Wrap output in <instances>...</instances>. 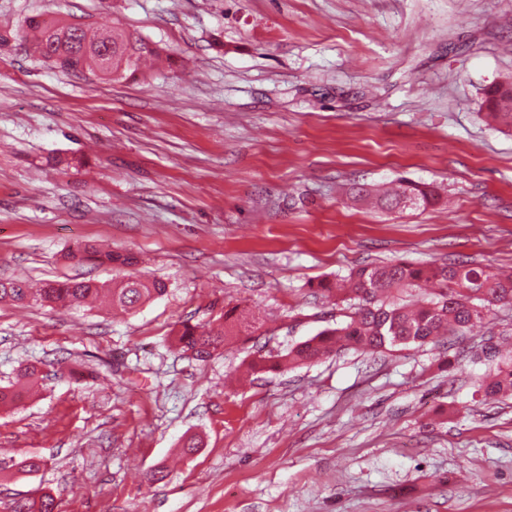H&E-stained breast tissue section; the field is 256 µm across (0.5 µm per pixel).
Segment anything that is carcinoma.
Listing matches in <instances>:
<instances>
[{
  "mask_svg": "<svg viewBox=\"0 0 512 512\" xmlns=\"http://www.w3.org/2000/svg\"><path fill=\"white\" fill-rule=\"evenodd\" d=\"M27 38L38 55L64 71L98 70L116 79L140 73L141 62L159 58L163 51L143 38L119 29H98L87 37L79 29L48 22L41 16L27 19L17 34ZM486 118L512 131V84L493 87L485 100ZM374 197L388 210L427 209L440 203L433 185L401 178L388 192L374 189L358 192V197ZM73 258L100 261L119 268L136 265L132 253H114L84 244L70 252ZM331 286L320 281L315 294L342 296L348 305L345 320L276 355L260 350L251 354L247 371L258 374L286 370L310 364L345 349L379 352L396 346L436 344L449 336L463 335L482 322L499 304L512 306V272L494 270L468 260L413 265L405 261L367 264L352 270L342 282ZM433 285L432 292L420 304H409L403 295ZM165 282L127 275L112 283L92 279L47 282L34 287L25 279L0 280V301L38 303L42 306L79 308L97 300L115 310L131 311L163 295ZM263 326L260 317L238 305L224 307L208 328L183 323L173 331L172 344L195 360H210L224 345L240 336H251ZM41 379L35 366L25 368L11 386L0 389V406H13L30 396ZM484 399L512 395V362L498 365L482 382ZM42 461L34 456L16 462L0 457V473L19 467L37 471ZM55 498L42 494L13 503L11 512H55Z\"/></svg>",
  "mask_w": 512,
  "mask_h": 512,
  "instance_id": "cac0c4a2",
  "label": "carcinoma"
}]
</instances>
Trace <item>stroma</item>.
Wrapping results in <instances>:
<instances>
[{
	"label": "stroma",
	"instance_id": "stroma-1",
	"mask_svg": "<svg viewBox=\"0 0 512 512\" xmlns=\"http://www.w3.org/2000/svg\"><path fill=\"white\" fill-rule=\"evenodd\" d=\"M38 14L166 55L115 82L0 51V279L112 282L69 256L99 243L167 292L124 315L0 305V387L45 374L0 407V454L44 461L0 474V512L41 491L57 512H512V396L476 392L512 309L444 353L347 350L245 385L250 345L200 362L169 340L239 303L277 354L342 321L309 286L353 267L512 269V131L482 109L512 82V0H0V32ZM401 177L448 205L353 197ZM40 371L35 366L26 367L10 387L0 389V406H13L30 396L31 391L41 379Z\"/></svg>",
	"mask_w": 512,
	"mask_h": 512
}]
</instances>
